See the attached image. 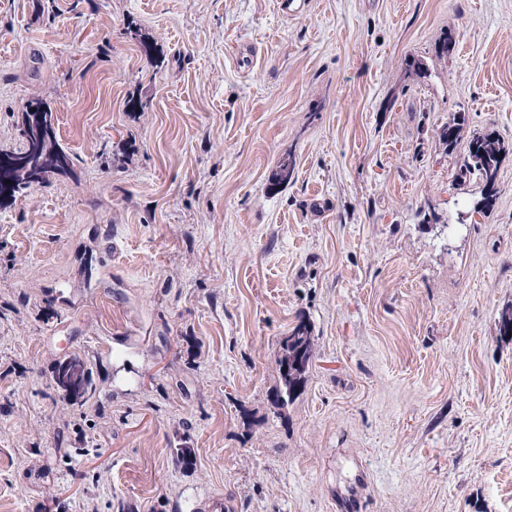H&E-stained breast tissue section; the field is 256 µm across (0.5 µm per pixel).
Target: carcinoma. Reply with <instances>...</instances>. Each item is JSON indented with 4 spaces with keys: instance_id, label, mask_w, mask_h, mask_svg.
Segmentation results:
<instances>
[{
    "instance_id": "cac0c4a2",
    "label": "carcinoma",
    "mask_w": 512,
    "mask_h": 512,
    "mask_svg": "<svg viewBox=\"0 0 512 512\" xmlns=\"http://www.w3.org/2000/svg\"><path fill=\"white\" fill-rule=\"evenodd\" d=\"M53 128L54 115L50 104L35 101L22 116L19 127L21 147L13 151L0 150V160L18 155L27 156L26 166L14 168L8 173L12 187L10 198L26 193L35 184H45L53 176L70 169L68 154L58 143L56 135L48 134ZM461 130V123L454 121L442 126L438 137L446 147L453 149L461 139ZM504 154V143L492 132H476L467 142L460 177H474L483 184V210L490 208L495 200ZM295 169V157L288 152L279 158L271 178L277 184L286 186L294 179ZM295 350L304 355V361L294 372L287 373L283 368H278V385L273 393L278 406L287 404L295 394L296 386L306 381L309 365L314 358L311 330L304 323L296 325L288 335V343L282 344L279 364H284ZM54 383L65 392L66 399L73 405H84L97 392L88 363L76 354L67 355L56 363Z\"/></svg>"
}]
</instances>
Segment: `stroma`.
I'll return each mask as SVG.
<instances>
[{
  "label": "stroma",
  "instance_id": "1",
  "mask_svg": "<svg viewBox=\"0 0 512 512\" xmlns=\"http://www.w3.org/2000/svg\"><path fill=\"white\" fill-rule=\"evenodd\" d=\"M295 6L0 0V149L43 99L73 169L0 207V512H512V0ZM504 143L491 132L473 133L466 146V155L460 167L461 178L475 177L484 188L480 210L490 208L495 200L500 167L505 154ZM288 345L282 341V356L279 360L278 385L274 389L273 398L277 406H285L292 399L297 391L296 386L305 383L306 375L310 363L314 358L313 339L311 330L307 324L300 323L296 325L291 334L288 335ZM298 350L304 355V361L299 367H295L296 372L283 370V364L290 358L294 350ZM297 393V392H296ZM62 374H66L69 386L64 385ZM54 383L65 392L66 399L73 405H84L97 392L88 363L76 354L64 356L56 363Z\"/></svg>",
  "mask_w": 512,
  "mask_h": 512
}]
</instances>
